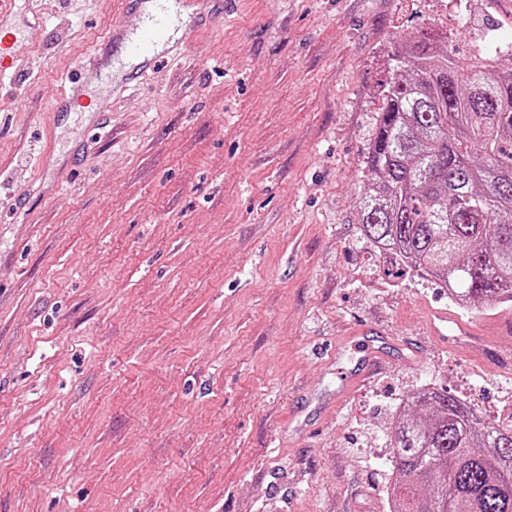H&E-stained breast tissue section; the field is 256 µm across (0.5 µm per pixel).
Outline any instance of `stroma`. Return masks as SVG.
<instances>
[{
  "label": "stroma",
  "instance_id": "stroma-1",
  "mask_svg": "<svg viewBox=\"0 0 512 512\" xmlns=\"http://www.w3.org/2000/svg\"><path fill=\"white\" fill-rule=\"evenodd\" d=\"M212 0L179 57L102 85L124 0H17L0 96V512H389L384 441L413 388L493 415L512 334L360 234L396 43L512 34V0ZM75 73L80 97L51 114ZM103 119L105 133L90 127ZM382 361L360 370V329ZM448 322L455 323L461 332H465V324L455 317L448 316V310H432L427 317L430 336L443 342L448 340Z\"/></svg>",
  "mask_w": 512,
  "mask_h": 512
}]
</instances>
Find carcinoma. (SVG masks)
Listing matches in <instances>:
<instances>
[{"label":"carcinoma","mask_w":512,"mask_h":512,"mask_svg":"<svg viewBox=\"0 0 512 512\" xmlns=\"http://www.w3.org/2000/svg\"><path fill=\"white\" fill-rule=\"evenodd\" d=\"M390 61L363 237L471 309L512 301V71L457 57L446 32L408 34ZM386 439L393 512H512V421L427 387Z\"/></svg>","instance_id":"1"}]
</instances>
